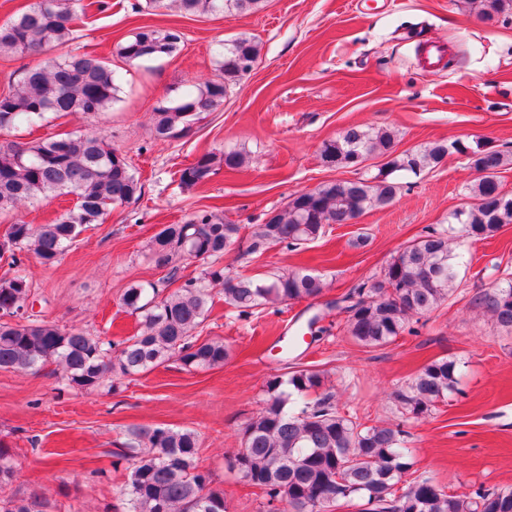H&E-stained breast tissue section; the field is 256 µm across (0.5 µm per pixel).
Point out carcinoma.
<instances>
[{"mask_svg": "<svg viewBox=\"0 0 512 512\" xmlns=\"http://www.w3.org/2000/svg\"><path fill=\"white\" fill-rule=\"evenodd\" d=\"M265 0H147L159 10L175 3L184 16L254 13ZM478 14L493 20L512 15V0H470ZM88 6L80 0H39L32 8L0 24V54L37 56L72 44L78 27L88 24ZM183 43L177 27L143 26L117 44L113 55L128 64L171 57ZM259 42L246 34L220 44L215 77L192 85L153 108L157 140L185 136L198 116L224 105V99L257 63ZM121 73L112 60L67 52L49 57L23 73L18 83L0 93V132L19 126H41L47 115L97 116L112 108ZM467 159L477 174L467 187V201L449 214L448 226L407 242L380 274L326 303L346 315L345 332L359 346H385L402 335L414 316L440 307L455 290L460 248L468 240L494 237L512 224V195L497 179L508 155L482 140L437 141L420 150H396L389 130L353 126L322 143V163L354 168L357 160L383 159L375 175L325 182L300 191L261 224L242 226L224 216L200 210L181 224H165L153 236L150 255L155 266L175 278L187 260L216 261L242 243L250 253H263L285 243L299 248L325 235L333 224H346L368 210L392 204L401 183L397 172L417 175L441 163L448 153ZM241 150L217 155L206 152L176 172L179 185L191 189L212 180L220 169L246 167ZM71 196L74 206L49 224L16 220L0 237V258L7 257L13 274L0 278V370L38 372L55 365L62 384L85 391L113 388L121 379L148 372L171 359L187 369L224 365L229 349L224 340L195 335L220 288L224 303L251 315L291 301L317 300L327 284L305 269H291L271 280H259L208 267L163 295L156 282L132 284L119 306L141 317L136 334L112 340L23 315L34 295L32 281L18 265L17 255L33 254L53 265L91 224L140 197L141 184L125 155L103 135L49 133L26 143L0 146V211L25 202ZM479 307L498 326L512 332V279L486 292ZM280 361L287 372L269 377L258 411L242 431L233 469L272 505L287 512H329L340 503L361 499L369 512H512V490L448 491L429 479L407 475L412 468L403 431L367 425L341 412L325 389V374L290 366L295 342L278 337ZM460 363L445 357L431 360L394 392L402 415L420 419L456 389ZM202 441L189 429L137 427L128 432L130 453L128 512H226L224 492L212 487L210 474L199 469ZM18 478L10 454L0 448V512H46L41 496L8 494Z\"/></svg>", "mask_w": 512, "mask_h": 512, "instance_id": "obj_1", "label": "carcinoma"}]
</instances>
